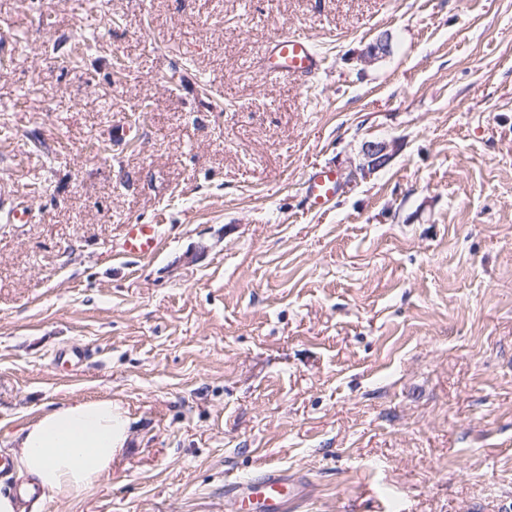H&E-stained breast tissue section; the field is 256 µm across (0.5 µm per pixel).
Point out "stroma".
<instances>
[{
  "label": "stroma",
  "mask_w": 512,
  "mask_h": 512,
  "mask_svg": "<svg viewBox=\"0 0 512 512\" xmlns=\"http://www.w3.org/2000/svg\"><path fill=\"white\" fill-rule=\"evenodd\" d=\"M286 32L307 82L258 72ZM1 59L0 456L85 398L133 434L36 512H225L271 467L288 512H512V0H0ZM388 146L385 142H366L363 147V152L368 159V168L364 166L355 169L351 175V181H356L360 177H365L369 171H373L383 166L390 158V154L387 152ZM304 191L315 207L319 209L329 207L339 191L336 169L331 165L317 167L305 180ZM158 224H129L116 254H134L144 258L154 255L160 246L161 236Z\"/></svg>",
  "instance_id": "obj_1"
}]
</instances>
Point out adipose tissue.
I'll list each match as a JSON object with an SVG mask.
<instances>
[{
	"mask_svg": "<svg viewBox=\"0 0 512 512\" xmlns=\"http://www.w3.org/2000/svg\"><path fill=\"white\" fill-rule=\"evenodd\" d=\"M130 438L127 412L111 397L62 405L17 432L19 470L26 487L77 499L111 471Z\"/></svg>",
	"mask_w": 512,
	"mask_h": 512,
	"instance_id": "adipose-tissue-1",
	"label": "adipose tissue"
}]
</instances>
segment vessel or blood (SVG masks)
<instances>
[{
	"instance_id": "b4317fda",
	"label": "vessel or blood",
	"mask_w": 512,
	"mask_h": 512,
	"mask_svg": "<svg viewBox=\"0 0 512 512\" xmlns=\"http://www.w3.org/2000/svg\"><path fill=\"white\" fill-rule=\"evenodd\" d=\"M323 58L308 37L287 33L274 38L266 47L263 64L267 71L279 76L306 80L318 73ZM304 191L317 208L330 206L338 191V174L332 166L317 167L304 182ZM158 225H127L119 247L120 254L144 258L154 255L160 246ZM300 489L283 471L272 469L260 478L240 483L231 492L235 512H286L300 499Z\"/></svg>"
}]
</instances>
